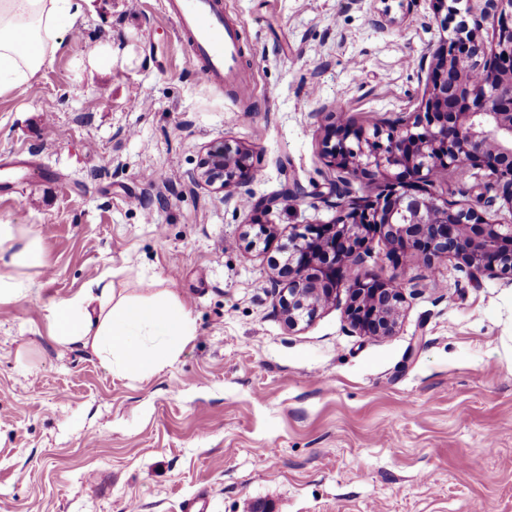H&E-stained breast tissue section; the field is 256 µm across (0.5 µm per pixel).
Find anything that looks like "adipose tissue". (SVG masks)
Listing matches in <instances>:
<instances>
[{
  "label": "adipose tissue",
  "mask_w": 512,
  "mask_h": 512,
  "mask_svg": "<svg viewBox=\"0 0 512 512\" xmlns=\"http://www.w3.org/2000/svg\"><path fill=\"white\" fill-rule=\"evenodd\" d=\"M88 0H0V93L25 86L61 45V25L75 22ZM53 335L63 346L91 348L111 371L140 377L163 370L194 337L175 298L115 299L93 282L53 306Z\"/></svg>",
  "instance_id": "ef3b65f1"
}]
</instances>
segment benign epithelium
Listing matches in <instances>:
<instances>
[{
  "mask_svg": "<svg viewBox=\"0 0 512 512\" xmlns=\"http://www.w3.org/2000/svg\"><path fill=\"white\" fill-rule=\"evenodd\" d=\"M473 27L455 34L431 53L424 111L355 126L341 114L323 146L336 169L330 202L338 215L327 224H300L273 262L281 314L288 325L313 319L336 298V285L348 268L363 264L374 239L397 258L419 254L431 263L458 261L475 278L512 276V224L480 215L433 190L438 178L460 160L488 172L499 198L512 212V0H464ZM498 23L488 45L482 30ZM256 168L250 153L226 147L208 152L199 182L242 201L238 189ZM383 184V194L361 204L352 180ZM400 281L368 271L351 286L347 317L367 336L393 332L404 302Z\"/></svg>",
  "mask_w": 512,
  "mask_h": 512,
  "instance_id": "1",
  "label": "benign epithelium"
}]
</instances>
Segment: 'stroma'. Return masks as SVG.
I'll return each instance as SVG.
<instances>
[{
    "label": "stroma",
    "mask_w": 512,
    "mask_h": 512,
    "mask_svg": "<svg viewBox=\"0 0 512 512\" xmlns=\"http://www.w3.org/2000/svg\"><path fill=\"white\" fill-rule=\"evenodd\" d=\"M243 26L254 94L201 82L162 0H91L30 87L0 94V225L37 241L1 267L30 292L0 303V512H512V278L457 261L399 277L396 331L364 336L350 291L291 327L270 260L297 225L335 216L326 117L372 126L424 107L422 57L465 12L433 0H223ZM248 149L255 215L196 185L206 152ZM37 169L15 181L5 162ZM486 171L438 181L507 223ZM276 232L247 248L254 218ZM115 296L174 294L195 337L162 371L110 372L51 337L53 302L99 279Z\"/></svg>",
    "instance_id": "35a3bbf8"
}]
</instances>
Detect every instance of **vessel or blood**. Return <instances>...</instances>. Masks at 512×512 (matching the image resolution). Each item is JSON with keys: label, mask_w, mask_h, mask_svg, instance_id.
Segmentation results:
<instances>
[{"label": "vessel or blood", "mask_w": 512, "mask_h": 512, "mask_svg": "<svg viewBox=\"0 0 512 512\" xmlns=\"http://www.w3.org/2000/svg\"><path fill=\"white\" fill-rule=\"evenodd\" d=\"M165 9L176 18L201 81L228 86L240 96L252 94L239 63L241 27L225 16L221 0H165Z\"/></svg>", "instance_id": "1"}]
</instances>
